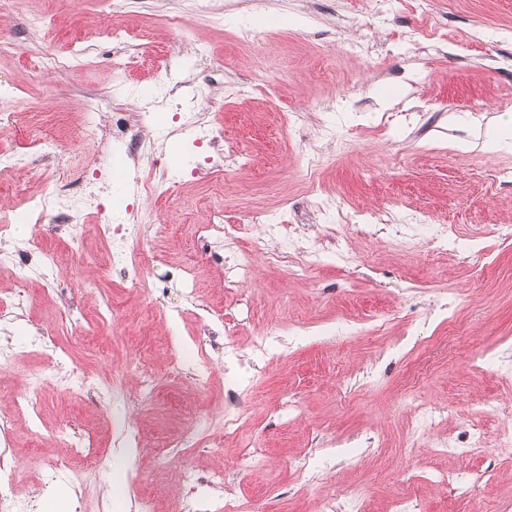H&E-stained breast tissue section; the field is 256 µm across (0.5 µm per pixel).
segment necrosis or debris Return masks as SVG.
Here are the masks:
<instances>
[{
  "label": "necrosis or debris",
  "instance_id": "necrosis-or-debris-1",
  "mask_svg": "<svg viewBox=\"0 0 512 512\" xmlns=\"http://www.w3.org/2000/svg\"><path fill=\"white\" fill-rule=\"evenodd\" d=\"M112 140L122 142L129 163L130 184L134 194L154 195L160 192L162 183L152 171L143 170L142 139L137 130L123 123L112 127ZM112 192L111 182L100 177L86 179L81 184L72 186L63 181H55L50 191L32 197L19 219L25 224L42 223L44 217H51L52 231L56 236L66 238L70 246L80 244L77 226L89 211L99 209L104 196ZM249 222L261 225V237L253 239L251 246L241 244L245 226L228 224L224 221L223 209H214L209 223L195 226L194 233L201 244V254L206 260L216 265L228 264L241 274H248L252 268L253 254L262 249H269L271 258L277 259L287 255L291 248L290 235L279 214L258 212L250 215ZM152 217L139 216L129 224H106L102 231L109 249L119 264L117 270L121 279L133 289L143 290L151 299H158L165 294L168 282H178L186 299H193L196 293L195 280L188 269L179 266L166 270L163 277L152 274L153 267L144 248L147 228L153 227ZM12 222L0 224V240L10 242L9 270L18 286L10 293L6 307H0V322L5 321L10 310L23 306L25 291L23 285L27 280L38 279L51 282L60 262L54 255L41 250L36 242L17 240L12 235ZM32 343L41 348L50 349L46 369L32 379L24 394L14 399L11 411L0 410V434L11 437L12 422L15 415H25L31 422L40 419L43 390L47 384L54 382L59 375H67L70 388L82 393L121 391L123 396L134 404L148 402L154 395L157 375L154 371L139 368L135 372L117 370L110 381H103L94 373L72 363L67 352L55 349L48 333L41 332L33 336ZM135 378V388H128V378ZM182 481L189 487L190 493L182 498L179 512H256V507L247 502L232 500L218 501L208 496L193 495L197 485L206 484L220 487L224 484V472L217 469L201 474L192 461H185L182 468Z\"/></svg>",
  "mask_w": 512,
  "mask_h": 512
}]
</instances>
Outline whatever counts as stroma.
<instances>
[{
  "instance_id": "1",
  "label": "stroma",
  "mask_w": 512,
  "mask_h": 512,
  "mask_svg": "<svg viewBox=\"0 0 512 512\" xmlns=\"http://www.w3.org/2000/svg\"><path fill=\"white\" fill-rule=\"evenodd\" d=\"M33 16L40 26L30 25ZM216 16L223 26L213 24ZM108 27L148 34L121 72L112 58L124 48L105 35ZM251 27L267 30V40H243ZM75 44L87 51L81 66L40 69L44 54ZM144 89L206 115L223 132V162L212 164L206 147L174 133L172 113H147L137 97ZM100 95L111 103L89 119ZM278 104L298 120L280 126ZM1 112L15 113L22 134L53 135L56 153L33 155L24 170L0 177V220L47 190V173L78 181L97 167L124 168L122 155L92 135L95 122L108 130L118 118L143 129L149 155L164 158L167 186L148 198L107 197L103 214L82 224L77 255L48 227H13L15 238L35 239L65 262L54 284H26L25 308L0 329V344L14 350L0 365L1 391L23 393L44 369V356L29 346L39 329L100 376L132 353L159 372L143 407L113 393L89 398L60 382L47 387L43 425L69 417L94 427L103 459L86 463L34 429H16L0 455L18 463L20 496L38 506L65 494L85 512H136L135 487L152 478L154 442L178 432L185 412L214 413L224 404L223 364H215L205 393L189 376L166 372L175 358L198 357L194 315L171 328L175 296L155 303L104 274L112 255L97 226L104 218L130 223L134 209L162 225L148 236L156 271L195 267L197 308L215 309L230 328L241 353L232 373L254 381L257 393L243 440L266 456L243 479L232 446L219 458L207 439L174 449L170 473L192 456L203 472L220 463L226 480L216 496L266 512H313L288 462L316 458L322 442L343 435L350 448L332 469L312 467L311 487H368V512H386L411 489L423 512H493L494 497L512 491V468L496 461L497 436L512 428V414L486 411L512 405V142L495 134L500 119L512 117V0H381L375 9L368 0H0ZM240 150L247 162L237 160ZM331 201L363 212L377 232L329 224L323 206ZM219 205L231 224L256 205L276 211L298 245L337 254L303 277L260 255L248 279L234 280L200 260L189 231ZM422 218L447 225V248L417 230ZM393 224L404 225L410 245L396 243ZM73 305L87 317L80 335L58 325ZM354 322L367 332L347 335ZM274 324L295 333L278 337L283 353L270 363L252 344ZM408 391L448 409L441 429L413 445L414 418L402 400ZM286 398L297 407L290 421L276 411ZM472 423L485 431L479 455L448 461L431 453L436 438L456 440ZM134 433L144 446L130 451ZM374 433L383 447L367 444ZM445 465L485 471L484 493L460 499L403 480L404 469L422 476Z\"/></svg>"
}]
</instances>
